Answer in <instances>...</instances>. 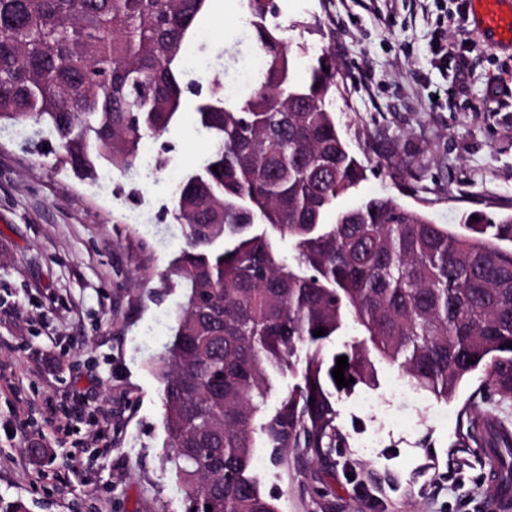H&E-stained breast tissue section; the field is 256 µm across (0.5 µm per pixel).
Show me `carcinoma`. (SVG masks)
Returning <instances> with one entry per match:
<instances>
[{
	"label": "carcinoma",
	"instance_id": "carcinoma-1",
	"mask_svg": "<svg viewBox=\"0 0 512 512\" xmlns=\"http://www.w3.org/2000/svg\"><path fill=\"white\" fill-rule=\"evenodd\" d=\"M209 2L0 0V126L46 125L58 163L83 179L102 164L127 174L144 140L195 97L212 149L167 209L184 245L162 276L183 298L153 366L166 461L186 512H276L252 468L256 437L284 463L295 448L329 459L336 409L323 347L348 323L360 336L345 352L347 379L370 384L375 362H387L446 401L481 368L512 399V215L468 213L460 232L391 197L337 206L366 167L330 110L331 57L294 81L288 26L269 21L273 0H239L261 76L234 103L223 82L204 85L187 65L190 45L206 51ZM286 238L292 263L279 250ZM319 328L326 334L313 336ZM300 345L303 381L267 417L273 378ZM461 425L493 452L512 505V422L466 409Z\"/></svg>",
	"mask_w": 512,
	"mask_h": 512
}]
</instances>
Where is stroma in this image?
Masks as SVG:
<instances>
[{
  "label": "stroma",
  "instance_id": "1",
  "mask_svg": "<svg viewBox=\"0 0 512 512\" xmlns=\"http://www.w3.org/2000/svg\"><path fill=\"white\" fill-rule=\"evenodd\" d=\"M295 56L336 60L333 112L366 178L342 203L389 195L436 223L512 214V50L479 33L461 0H275ZM198 55L205 81L238 80L246 20L211 0ZM450 47L432 53L437 39ZM506 86L488 96L491 81ZM191 114L147 140L138 172L82 180L35 122L0 128V499L27 512H184L162 460L160 385L151 361L170 339L178 288L159 276L183 245L166 213L179 176L208 152ZM375 383L333 389L338 443L319 463L253 450L277 512H494L489 469L459 417L491 397L483 370L446 401L380 362ZM101 428L71 420L74 401ZM89 467L58 479L67 455Z\"/></svg>",
  "mask_w": 512,
  "mask_h": 512
}]
</instances>
